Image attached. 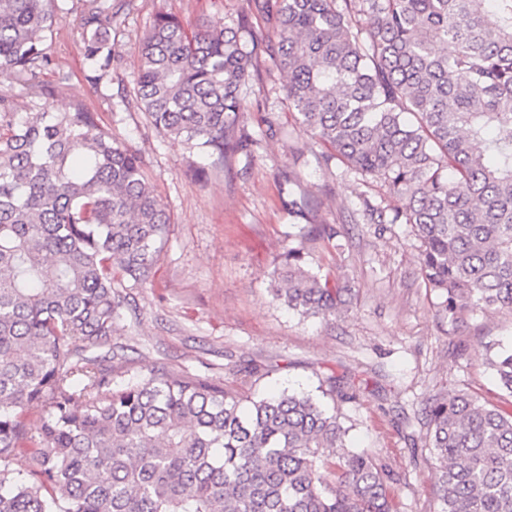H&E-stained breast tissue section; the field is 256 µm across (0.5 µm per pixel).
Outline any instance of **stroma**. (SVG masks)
Here are the masks:
<instances>
[{"label": "stroma", "mask_w": 512, "mask_h": 512, "mask_svg": "<svg viewBox=\"0 0 512 512\" xmlns=\"http://www.w3.org/2000/svg\"><path fill=\"white\" fill-rule=\"evenodd\" d=\"M123 3L112 25V66L100 80L85 56L83 0H56L46 65L0 81V95L21 114L78 105L95 112L114 144L142 155L170 215L151 277L129 288L114 325V385L164 368L223 381L241 397L278 390L323 396L346 448L367 452L390 472L395 512H439L422 411L435 395L460 390L498 400L486 359L512 346V313L470 315L455 327L439 316L440 298L419 271V239L406 224L367 223L361 200L379 202L383 187L326 161L328 147L299 127L286 80L268 59H260L261 79L247 88L239 115L255 140L252 157L212 165L149 122L137 97V50L155 17L265 29L247 0ZM42 86L52 95H39ZM271 126L277 137H267ZM300 196L315 200L314 223L337 228L335 243L301 236L288 215L290 198ZM291 247L350 288L335 316L307 318L274 300L272 271ZM254 365L268 376L248 375ZM332 376L353 387L355 399L329 393Z\"/></svg>", "instance_id": "35a3bbf8"}]
</instances>
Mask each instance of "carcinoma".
<instances>
[{
	"label": "carcinoma",
	"mask_w": 512,
	"mask_h": 512,
	"mask_svg": "<svg viewBox=\"0 0 512 512\" xmlns=\"http://www.w3.org/2000/svg\"><path fill=\"white\" fill-rule=\"evenodd\" d=\"M53 0H0V77L47 61ZM85 56L112 65V0H83ZM265 34L158 15L138 49L153 124L223 165L253 157L239 126L260 55L286 74L297 121L346 172L404 207L441 315L512 312V0H250ZM0 512H392L391 476L344 450L337 415L309 395L243 399L162 371L112 386L125 281L148 280L169 215L141 155L95 113L28 112L0 96ZM302 234L330 242L329 224ZM274 298L323 319L348 289L290 248ZM512 399V348L488 358ZM39 406L37 423L28 412ZM426 420L440 512H512V408L462 392Z\"/></svg>",
	"instance_id": "carcinoma-1"
}]
</instances>
